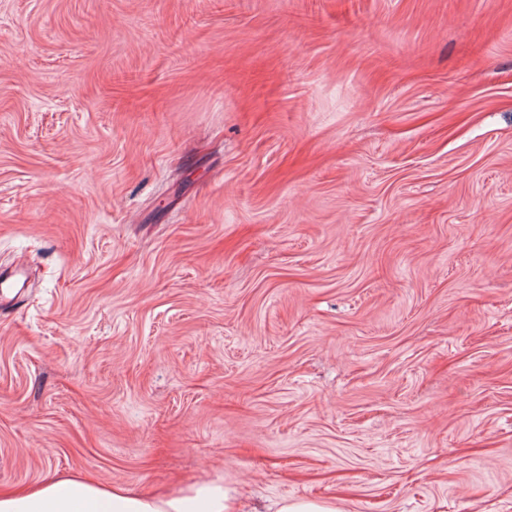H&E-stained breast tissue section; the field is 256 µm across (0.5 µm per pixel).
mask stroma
<instances>
[{"label": "stroma", "instance_id": "1", "mask_svg": "<svg viewBox=\"0 0 512 512\" xmlns=\"http://www.w3.org/2000/svg\"><path fill=\"white\" fill-rule=\"evenodd\" d=\"M17 270L0 489L512 512V0H0Z\"/></svg>", "mask_w": 512, "mask_h": 512}]
</instances>
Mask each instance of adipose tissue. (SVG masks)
<instances>
[{"label":"adipose tissue","mask_w":512,"mask_h":512,"mask_svg":"<svg viewBox=\"0 0 512 512\" xmlns=\"http://www.w3.org/2000/svg\"><path fill=\"white\" fill-rule=\"evenodd\" d=\"M0 512H251L235 487L217 479L160 494L80 476L59 477L30 489L0 491Z\"/></svg>","instance_id":"adipose-tissue-1"}]
</instances>
